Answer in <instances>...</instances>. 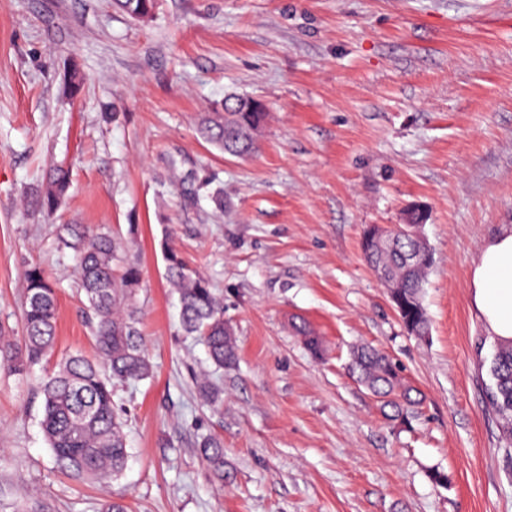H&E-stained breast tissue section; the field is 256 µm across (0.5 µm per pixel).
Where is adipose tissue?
Here are the masks:
<instances>
[{"instance_id":"ef3b65f1","label":"adipose tissue","mask_w":512,"mask_h":512,"mask_svg":"<svg viewBox=\"0 0 512 512\" xmlns=\"http://www.w3.org/2000/svg\"><path fill=\"white\" fill-rule=\"evenodd\" d=\"M470 294L488 333L512 341V226L503 228L480 249Z\"/></svg>"}]
</instances>
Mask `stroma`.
Masks as SVG:
<instances>
[{
	"mask_svg": "<svg viewBox=\"0 0 512 512\" xmlns=\"http://www.w3.org/2000/svg\"><path fill=\"white\" fill-rule=\"evenodd\" d=\"M230 94L268 108L249 158L196 133ZM54 165L72 186L50 219L33 199ZM412 204L434 253L424 340L362 251L366 225L403 223ZM64 224L108 227L142 269L154 375L117 391L131 457L107 484L60 470L39 425L56 355H95ZM505 224L512 0H158L148 21L112 0H0V334H22L27 265L51 271L58 297L53 357L0 373V512L36 500L99 512L109 498L129 512H512V456L485 402L492 348L477 344L469 292ZM168 240L210 280L237 341L219 413L195 391L211 363L180 328ZM361 343L423 392L408 424L349 376ZM208 433L224 440L220 480L194 447Z\"/></svg>",
	"mask_w": 512,
	"mask_h": 512,
	"instance_id": "1",
	"label": "stroma"
}]
</instances>
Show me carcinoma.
Here are the masks:
<instances>
[{"instance_id": "carcinoma-1", "label": "carcinoma", "mask_w": 512, "mask_h": 512, "mask_svg": "<svg viewBox=\"0 0 512 512\" xmlns=\"http://www.w3.org/2000/svg\"><path fill=\"white\" fill-rule=\"evenodd\" d=\"M123 12L138 20L152 16L154 0H114ZM267 118L263 103L231 94L224 106L202 119L199 133L222 151L246 157L257 148V136ZM70 187V172L60 166L49 177L35 205L52 214ZM412 225L382 246L363 248L366 261L376 274H385L391 284V300L406 330L420 338L429 335L430 319L423 303L433 254H421L411 262L408 255L419 250L415 234L421 231L417 211H407ZM61 249L73 252L81 290L87 302V322L96 348L93 359L81 354L61 358L41 385V429L56 464L77 480L114 481L122 475L129 457L125 423L116 410L115 387L136 383L153 375L138 325L141 310L137 295L142 279L138 262L128 257L122 243L107 230L91 232L84 224H65L58 236ZM166 279L178 294L183 333L204 344L218 370L236 360V340L224 323V305L210 281L186 265L176 249L164 246ZM26 286L20 298L23 336L19 343L0 336V370L22 376L53 350L56 341L57 296L46 271L37 265L25 271ZM306 348L316 357L323 353L319 336L304 321L293 325ZM489 361L490 384L487 406L495 415L505 448L512 447V343L493 339ZM349 370L357 382L383 398L387 417L408 422L411 409L422 394L402 375L399 364L388 354L370 346L353 350ZM200 399L215 411L224 406V390L212 379L196 382ZM196 447L214 476L224 480V442L206 434Z\"/></svg>"}]
</instances>
